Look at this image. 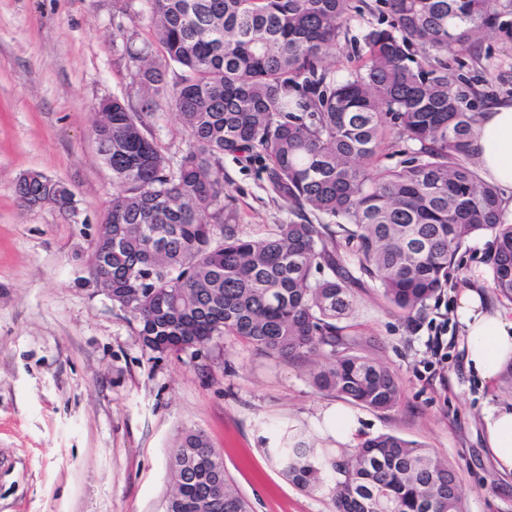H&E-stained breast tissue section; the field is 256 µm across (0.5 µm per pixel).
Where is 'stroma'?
<instances>
[{
    "label": "stroma",
    "mask_w": 512,
    "mask_h": 512,
    "mask_svg": "<svg viewBox=\"0 0 512 512\" xmlns=\"http://www.w3.org/2000/svg\"><path fill=\"white\" fill-rule=\"evenodd\" d=\"M327 64L344 76L381 15L363 0ZM448 71L474 111L512 99V14ZM124 37H117L116 29ZM146 0H0V512H163L169 459L188 432L204 433L252 512H335L329 485L296 486L274 450L284 434L347 455L323 435L319 413L338 404L308 369L233 337L158 358L93 283L95 227L112 197V171L92 126L103 99L140 103L127 48L151 41ZM238 229L258 239L287 222L259 164L223 159ZM65 182L74 209L31 207L16 193L24 173ZM489 238L467 241L440 301L414 320L372 288L359 292L353 335L393 369L402 396L388 411L353 406L360 439L392 433L433 448L461 478L465 512H512V479L484 455V410L512 402L465 371L454 294L476 267L490 269ZM448 331V352L427 340Z\"/></svg>",
    "instance_id": "stroma-1"
}]
</instances>
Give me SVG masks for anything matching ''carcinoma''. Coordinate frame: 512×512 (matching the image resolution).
<instances>
[{
	"label": "carcinoma",
	"mask_w": 512,
	"mask_h": 512,
	"mask_svg": "<svg viewBox=\"0 0 512 512\" xmlns=\"http://www.w3.org/2000/svg\"><path fill=\"white\" fill-rule=\"evenodd\" d=\"M380 3L386 20L338 79L325 60L351 0H147L161 58H130L151 95L138 112L112 98L93 128L113 191L112 232L94 238L91 275L112 283L113 307L150 352L238 337L309 365L318 390L386 411L401 399L399 379L360 353L346 325L365 281L410 319L441 299L462 244L489 237L493 288L512 301V220L468 162L480 113L447 63L475 51L512 0ZM164 101L187 133L176 159L148 134ZM391 137L411 145L401 167L379 164ZM226 154L260 163L288 206V222L264 238L241 235L224 213ZM38 176L16 185L19 197L46 192ZM282 462L308 492L330 473L336 512H462L455 467L395 434L340 461L294 437ZM170 472L164 512H249L205 435L180 439Z\"/></svg>",
	"instance_id": "carcinoma-1"
}]
</instances>
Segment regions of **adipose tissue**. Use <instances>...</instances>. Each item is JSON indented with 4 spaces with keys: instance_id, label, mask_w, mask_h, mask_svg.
I'll return each instance as SVG.
<instances>
[{
    "instance_id": "obj_1",
    "label": "adipose tissue",
    "mask_w": 512,
    "mask_h": 512,
    "mask_svg": "<svg viewBox=\"0 0 512 512\" xmlns=\"http://www.w3.org/2000/svg\"><path fill=\"white\" fill-rule=\"evenodd\" d=\"M472 160L483 178L512 204V101H500L483 112L469 134ZM459 290L454 319L462 336L465 369L481 386L495 388L512 362V306L489 302L482 270H473ZM485 451L502 474L512 475V404L489 407L482 416Z\"/></svg>"
}]
</instances>
